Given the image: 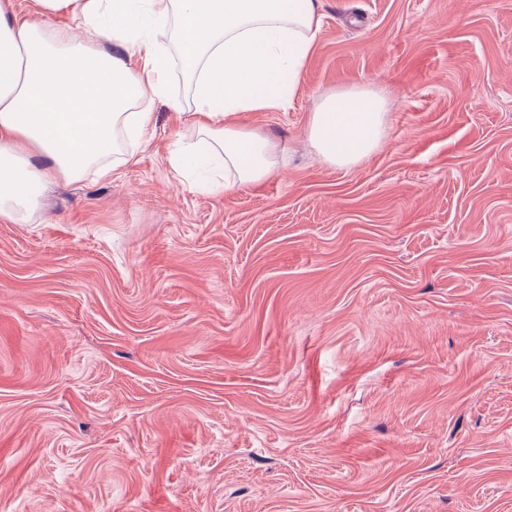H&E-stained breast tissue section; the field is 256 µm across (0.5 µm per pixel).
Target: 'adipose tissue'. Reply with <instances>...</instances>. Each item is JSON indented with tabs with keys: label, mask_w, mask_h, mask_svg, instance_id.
Instances as JSON below:
<instances>
[{
	"label": "adipose tissue",
	"mask_w": 512,
	"mask_h": 512,
	"mask_svg": "<svg viewBox=\"0 0 512 512\" xmlns=\"http://www.w3.org/2000/svg\"><path fill=\"white\" fill-rule=\"evenodd\" d=\"M0 0V219L28 224L58 181L111 177L122 142L144 145L163 100L188 118L199 149L173 150L179 173L207 184L224 162L227 190L275 169L280 144L238 125L239 113L285 109L321 27L318 0ZM93 31L94 39L78 37ZM180 69L186 97L170 94ZM385 98L344 89L317 100L308 141L351 168L387 135Z\"/></svg>",
	"instance_id": "ef3b65f1"
}]
</instances>
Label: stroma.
Segmentation results:
<instances>
[{"mask_svg": "<svg viewBox=\"0 0 512 512\" xmlns=\"http://www.w3.org/2000/svg\"><path fill=\"white\" fill-rule=\"evenodd\" d=\"M255 187L179 127L0 219V512H512V0H318ZM380 91L350 169L316 100ZM385 98L370 89H344L320 98L310 113L308 141L328 165L349 169L387 135Z\"/></svg>", "mask_w": 512, "mask_h": 512, "instance_id": "1", "label": "stroma"}]
</instances>
